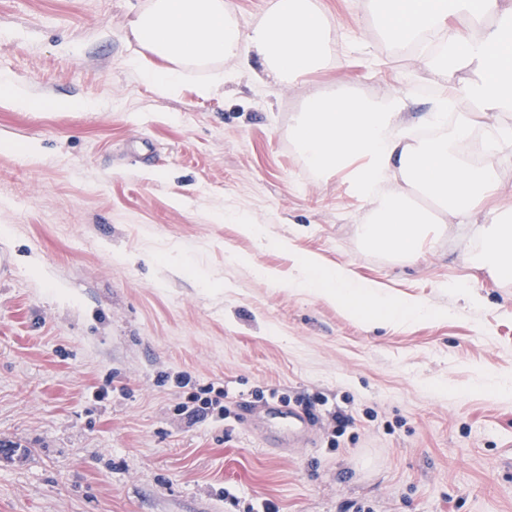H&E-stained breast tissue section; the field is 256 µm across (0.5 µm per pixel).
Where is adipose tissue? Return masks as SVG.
Returning <instances> with one entry per match:
<instances>
[{"label": "adipose tissue", "mask_w": 512, "mask_h": 512, "mask_svg": "<svg viewBox=\"0 0 512 512\" xmlns=\"http://www.w3.org/2000/svg\"><path fill=\"white\" fill-rule=\"evenodd\" d=\"M369 14L381 37L396 49L436 39V50L419 58L433 74L468 70L470 77L456 87L455 96L472 102L488 119L485 153L512 156V0H370ZM452 16L459 26H449ZM129 30L157 58V65L143 68L142 75L161 94L176 93L187 72L227 60L238 61L263 84L281 87L331 57L318 0H267L262 16L249 25L228 0H147ZM405 109L398 91L378 99L344 90L323 92L307 100L291 138L312 171L331 175L348 170L352 189L373 205L372 219L360 227L366 244L410 255L433 223L475 224L479 242L472 261L494 278H511L512 205L489 214L480 207L497 177L462 151L475 129L471 114L449 119L447 101H436L423 119L434 136L414 138ZM416 191L432 200L431 211L409 205ZM256 273L281 288L315 291L363 322L404 324L433 315L420 300L394 298L313 254L297 258L291 278L264 267Z\"/></svg>", "instance_id": "adipose-tissue-1"}]
</instances>
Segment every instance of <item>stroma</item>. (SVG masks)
Wrapping results in <instances>:
<instances>
[{
    "label": "stroma",
    "instance_id": "1",
    "mask_svg": "<svg viewBox=\"0 0 512 512\" xmlns=\"http://www.w3.org/2000/svg\"><path fill=\"white\" fill-rule=\"evenodd\" d=\"M146 2L0 0V77L44 102L0 100V141L41 153L0 152V512H512V393L480 386L512 377V281L471 264L472 224L434 225L409 259L368 248L371 204L290 138L313 94L398 90L416 124L465 72L396 52L364 23L369 0H321L335 64L277 88L239 73L206 97L194 71L162 96L133 64ZM77 98L89 110L66 109ZM306 252L432 317L371 327L255 273L290 277ZM180 373L253 417L191 420ZM276 395L320 397L307 439ZM227 220H232L239 224L241 232L246 236L254 238L260 246H276L280 249H288V241L280 239L279 241L267 240L261 232L258 224H252L248 219L239 214H227Z\"/></svg>",
    "mask_w": 512,
    "mask_h": 512
}]
</instances>
